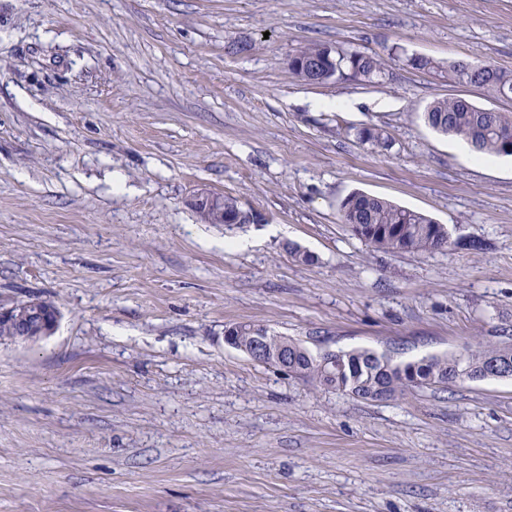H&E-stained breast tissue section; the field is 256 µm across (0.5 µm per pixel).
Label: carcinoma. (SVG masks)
<instances>
[{
    "instance_id": "1",
    "label": "carcinoma",
    "mask_w": 512,
    "mask_h": 512,
    "mask_svg": "<svg viewBox=\"0 0 512 512\" xmlns=\"http://www.w3.org/2000/svg\"><path fill=\"white\" fill-rule=\"evenodd\" d=\"M289 68L297 78L311 84L319 71L327 74L329 81L346 76L370 81L382 73V62L362 52L335 51L315 43L298 50ZM448 79L460 85L477 86L495 98L512 100V72L489 61L450 63ZM424 120L438 133L466 141L479 156H512V117L505 113L457 97L433 102L424 113ZM356 138L384 150L391 145L390 136L374 126L357 129ZM341 221L375 251L431 252L452 245L479 248L474 241L452 242L448 239V226L425 214L359 192L344 200ZM495 362L512 371L511 335L480 342L458 354L413 361L358 348L338 354L336 363L330 367L322 364L321 355L313 354L300 342L291 339L288 346V372L365 400H387L433 386L489 379L493 377L491 368Z\"/></svg>"
}]
</instances>
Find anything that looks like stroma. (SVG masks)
<instances>
[{"instance_id":"1","label":"stroma","mask_w":512,"mask_h":512,"mask_svg":"<svg viewBox=\"0 0 512 512\" xmlns=\"http://www.w3.org/2000/svg\"><path fill=\"white\" fill-rule=\"evenodd\" d=\"M312 43L384 71L301 81ZM459 59L512 71V0H0V308L59 313L0 341V512H512V380L364 401L224 342L412 360L512 334V156L423 120L512 109L449 82ZM202 189L251 222L200 221ZM355 191L455 246L372 251ZM1 318L13 325L21 342H36L56 329L58 313L49 302L33 300L0 309Z\"/></svg>"}]
</instances>
